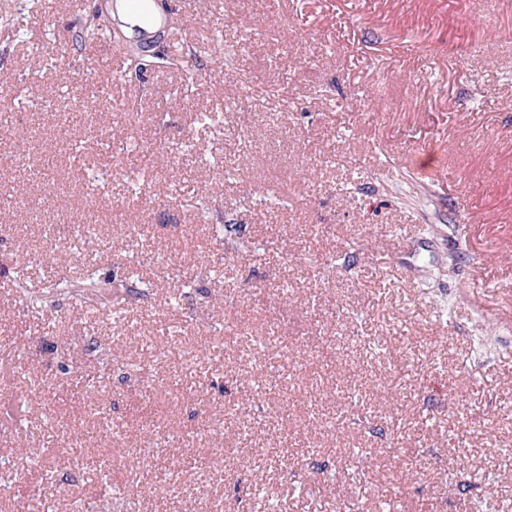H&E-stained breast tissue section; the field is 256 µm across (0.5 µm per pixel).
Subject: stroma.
<instances>
[{"mask_svg": "<svg viewBox=\"0 0 512 512\" xmlns=\"http://www.w3.org/2000/svg\"><path fill=\"white\" fill-rule=\"evenodd\" d=\"M48 2L0 0V282L78 277L82 225L113 304L159 278L44 331L0 292V512H512V0H159L191 86L73 49L102 0ZM106 153L141 190L112 226ZM127 282L123 285L124 290L126 291L127 298L123 297V300H127L128 303L130 301H138L141 298H145L150 295L154 288V282L150 279L143 277L137 271V269H129L127 271ZM134 302H130L133 304Z\"/></svg>", "mask_w": 512, "mask_h": 512, "instance_id": "stroma-1", "label": "stroma"}]
</instances>
